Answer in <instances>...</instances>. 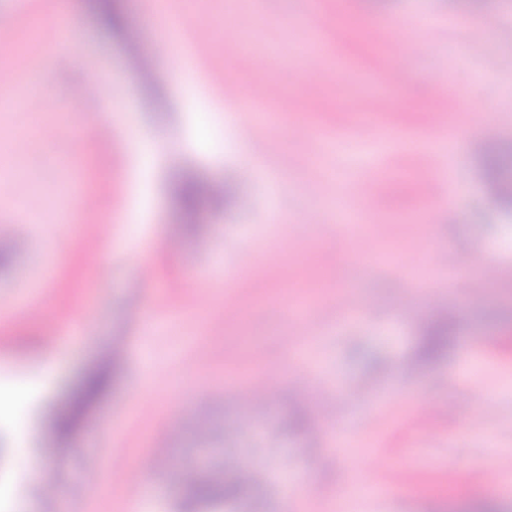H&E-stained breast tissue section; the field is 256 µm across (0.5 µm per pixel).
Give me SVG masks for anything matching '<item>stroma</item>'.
Here are the masks:
<instances>
[{
	"label": "stroma",
	"mask_w": 512,
	"mask_h": 512,
	"mask_svg": "<svg viewBox=\"0 0 512 512\" xmlns=\"http://www.w3.org/2000/svg\"><path fill=\"white\" fill-rule=\"evenodd\" d=\"M185 20L183 46L199 26L212 32L194 60L185 94L177 57L162 53L161 19L140 0H124L120 29L103 30L87 0H29L17 13L0 0V34L17 54L0 55V75L17 59L30 71L15 83L16 107L0 110V237L27 241L0 267V388L25 399L0 416V495L32 512H134L146 489L155 512H174L182 483L208 467L251 465L267 512H475L491 500L512 512V218L487 195L476 144L512 143V0H246L253 19L243 44L225 40L233 0H172ZM430 27L417 29L419 17ZM68 22L70 41L55 39ZM483 43L469 53L474 24ZM316 39L320 64L306 70L304 42ZM154 60L144 72L140 55ZM398 81L381 89L377 74ZM113 74L103 95L127 113L102 149L88 101L90 77ZM483 74L474 84V74ZM242 92L224 98V79ZM386 92L383 112L358 115L357 98ZM47 109L22 118L32 98ZM216 125V152L192 148L201 114ZM162 144L138 170L126 141ZM83 140L80 156L71 146ZM452 141L451 151L436 146ZM194 171L232 188L234 199L204 206L205 230L167 241L183 216L169 183ZM375 174L372 197L359 192ZM97 212L69 210L78 191ZM137 209L123 246L114 217ZM87 224L107 231L83 235ZM495 257L484 282L475 254ZM154 264L152 280L137 271ZM453 312L468 354L484 367L458 381V353L408 375L405 361L429 313L424 286ZM42 308L24 316L18 300ZM69 347L51 382L37 375L48 337ZM126 348L117 382L92 407L89 422L60 441L44 416L90 368L111 365ZM262 375L279 393L239 431L234 392ZM317 426L283 429L295 385ZM441 407L420 426L412 399ZM209 419L200 438L196 423ZM26 429L25 447L14 433ZM141 484L113 489L89 481L88 466L112 468L114 437ZM359 442L350 459L341 440ZM54 486L15 487L26 464ZM363 471L376 494L349 497L351 472ZM291 474L304 486L286 498Z\"/></svg>",
	"instance_id": "1"
}]
</instances>
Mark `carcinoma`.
Returning <instances> with one entry per match:
<instances>
[{
    "mask_svg": "<svg viewBox=\"0 0 512 512\" xmlns=\"http://www.w3.org/2000/svg\"><path fill=\"white\" fill-rule=\"evenodd\" d=\"M92 8L100 23L113 27L123 11L122 0H92ZM493 207L504 215H512V144H494L482 154ZM173 205L190 221L199 209L210 202L212 195L203 182L192 173L176 178L170 188ZM460 336L455 321L438 312L425 324L418 362L429 363L458 348ZM109 386V372L99 367L86 372L71 390L51 420V429L61 439L77 432L95 404ZM240 501L249 503V512H264L265 501L257 493L254 475L247 468L231 476L201 473L185 484L177 502V512H206L219 503L231 508Z\"/></svg>",
    "mask_w": 512,
    "mask_h": 512,
    "instance_id": "obj_1",
    "label": "carcinoma"
}]
</instances>
